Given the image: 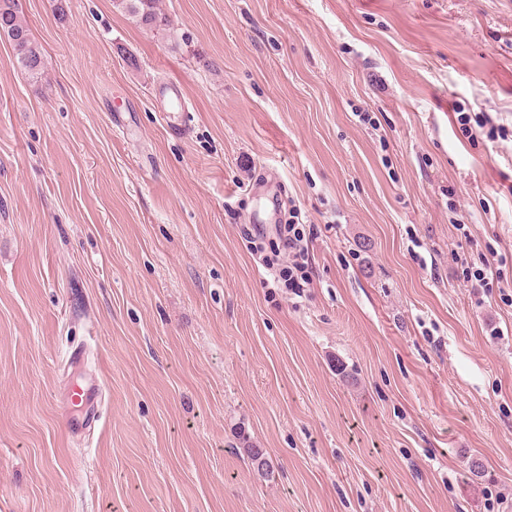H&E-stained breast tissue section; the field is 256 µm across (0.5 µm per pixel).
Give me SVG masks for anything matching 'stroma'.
<instances>
[{
	"mask_svg": "<svg viewBox=\"0 0 512 512\" xmlns=\"http://www.w3.org/2000/svg\"><path fill=\"white\" fill-rule=\"evenodd\" d=\"M17 4L44 68L0 36V512H512V304L461 268L512 282V0ZM263 177L314 230L300 297L242 238L278 244ZM113 4L149 29L166 25L167 20L159 8V0H113ZM159 96L163 98L168 105L169 112H165V121L168 129L174 133L181 135L186 130L182 129L181 125L172 121L175 111H180L184 103V97L181 87L176 83H168L159 90ZM488 255L489 257L484 256L480 261L481 268H476L473 270L474 267H471L470 270L469 268H466L468 269L467 271L464 270V274L466 271L465 279L467 277V279L472 281L474 278L476 281L481 283V286L488 285L490 279L492 281L495 280L497 283H501L503 281L501 272L502 270L499 268V265L495 266L494 263L495 260L498 262V259H495L497 256V251L493 248H489ZM67 400L74 407V414L68 422L69 431L82 433L98 420L101 385L98 381L73 383L68 389Z\"/></svg>",
	"mask_w": 512,
	"mask_h": 512,
	"instance_id": "obj_1",
	"label": "stroma"
}]
</instances>
